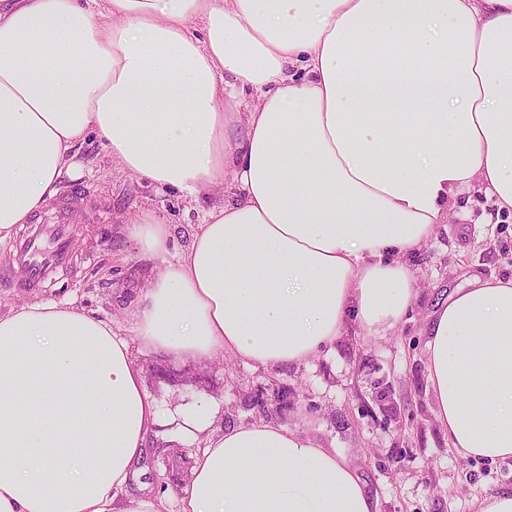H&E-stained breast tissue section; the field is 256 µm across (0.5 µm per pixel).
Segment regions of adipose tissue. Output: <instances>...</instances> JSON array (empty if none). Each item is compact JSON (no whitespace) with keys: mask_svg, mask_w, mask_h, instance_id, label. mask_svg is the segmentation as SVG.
Segmentation results:
<instances>
[{"mask_svg":"<svg viewBox=\"0 0 512 512\" xmlns=\"http://www.w3.org/2000/svg\"><path fill=\"white\" fill-rule=\"evenodd\" d=\"M91 134L159 187L229 192L141 294V348L301 366L347 320L397 325L464 189L512 214V0H0V241ZM428 336L449 446L511 458L512 278L474 277ZM214 418H182L179 512H376L316 439ZM165 423L111 322L0 310V512H167L129 492Z\"/></svg>","mask_w":512,"mask_h":512,"instance_id":"1","label":"adipose tissue"}]
</instances>
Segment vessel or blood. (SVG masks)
Instances as JSON below:
<instances>
[{"label":"vessel or blood","instance_id":"b4317fda","mask_svg":"<svg viewBox=\"0 0 512 512\" xmlns=\"http://www.w3.org/2000/svg\"><path fill=\"white\" fill-rule=\"evenodd\" d=\"M71 255L68 224L60 220L54 224L32 225L29 233L13 244L11 260L0 269V279L10 280L17 273L23 284L38 287L54 269L69 263Z\"/></svg>","mask_w":512,"mask_h":512}]
</instances>
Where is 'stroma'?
<instances>
[{
    "label": "stroma",
    "mask_w": 512,
    "mask_h": 512,
    "mask_svg": "<svg viewBox=\"0 0 512 512\" xmlns=\"http://www.w3.org/2000/svg\"><path fill=\"white\" fill-rule=\"evenodd\" d=\"M77 177L63 176L58 194L32 217L72 224L76 259L40 288L0 287V309L30 301L76 300L90 316L131 333V313L156 270L175 261L217 196L197 200L163 189L112 164L97 136L77 145ZM150 215L169 225L168 253L147 255L127 239V224ZM418 295L398 325L374 334L348 323L330 348L306 365L264 370L227 354L199 363H171L160 352L135 351L144 366H170L176 382L146 381L162 412L206 403L218 407L216 427L259 421L244 409L247 394L269 395L274 385L291 388L278 421L319 440L356 468L377 512H477L482 500L512 492V458L489 461L462 457L448 444L435 419L427 386V330L436 310L472 277L512 276V217L497 215L492 198L462 193L449 220L411 258ZM197 445L167 431L151 442L139 463L149 494L176 503L182 482L168 470H188Z\"/></svg>",
    "instance_id": "stroma-1"
}]
</instances>
